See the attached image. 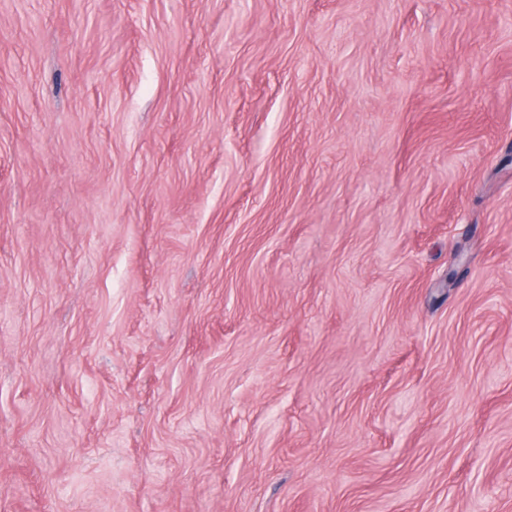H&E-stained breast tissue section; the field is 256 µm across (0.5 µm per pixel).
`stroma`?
Masks as SVG:
<instances>
[{"instance_id":"35a3bbf8","label":"stroma","mask_w":512,"mask_h":512,"mask_svg":"<svg viewBox=\"0 0 512 512\" xmlns=\"http://www.w3.org/2000/svg\"><path fill=\"white\" fill-rule=\"evenodd\" d=\"M0 512H512V0H0Z\"/></svg>"}]
</instances>
